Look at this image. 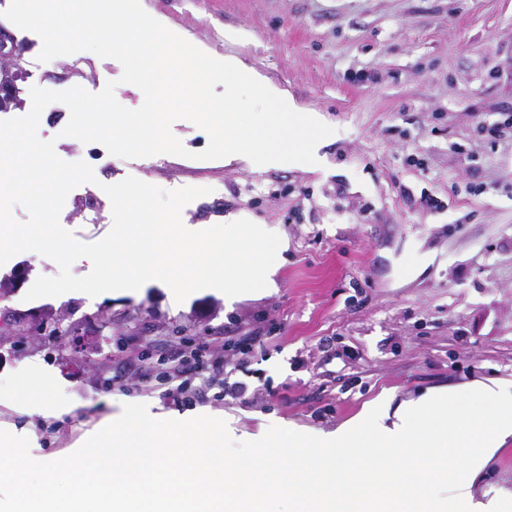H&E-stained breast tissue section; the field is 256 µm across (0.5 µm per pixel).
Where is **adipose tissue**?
Returning <instances> with one entry per match:
<instances>
[{"instance_id":"obj_1","label":"adipose tissue","mask_w":512,"mask_h":512,"mask_svg":"<svg viewBox=\"0 0 512 512\" xmlns=\"http://www.w3.org/2000/svg\"><path fill=\"white\" fill-rule=\"evenodd\" d=\"M105 415L78 450L79 466L44 454L27 427L0 445V512H512V492L475 487L512 438V379L386 395L335 431L283 432L284 463L255 467L224 457V427L205 416L156 412L105 397ZM0 406L59 418L65 396L18 402L0 383ZM347 494L337 498V487Z\"/></svg>"}]
</instances>
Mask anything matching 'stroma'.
I'll return each instance as SVG.
<instances>
[{"instance_id":"35a3bbf8","label":"stroma","mask_w":512,"mask_h":512,"mask_svg":"<svg viewBox=\"0 0 512 512\" xmlns=\"http://www.w3.org/2000/svg\"><path fill=\"white\" fill-rule=\"evenodd\" d=\"M188 40L235 54L322 113L333 133L325 169L271 168L159 154L91 160L89 145L62 136L67 107L51 104L38 134L68 162L90 161L101 183L135 177L166 190L208 186L181 211L186 224H220L244 212L285 242L269 295L225 304L202 289L173 302L161 286L96 303L59 304L25 294L59 268L33 251L0 266L14 289L0 297V377L21 381L31 360L70 383L72 415L36 419L44 453L69 456L102 418L100 396L152 402L160 413L206 408L224 420V454L273 445L285 422L332 431L385 393L512 378V0H144ZM240 28L245 43H225ZM26 52L23 91H62L72 56ZM83 87L116 82V100L144 96L120 83V63L83 52ZM505 123L499 137L486 127ZM89 184L69 193L61 225L82 242L105 237L112 207L89 204ZM440 200L437 208L421 204ZM61 321L79 349L47 335L12 349L33 315ZM221 352L224 374L191 401L163 399L161 378L178 349ZM244 383L237 397L225 387Z\"/></svg>"}]
</instances>
